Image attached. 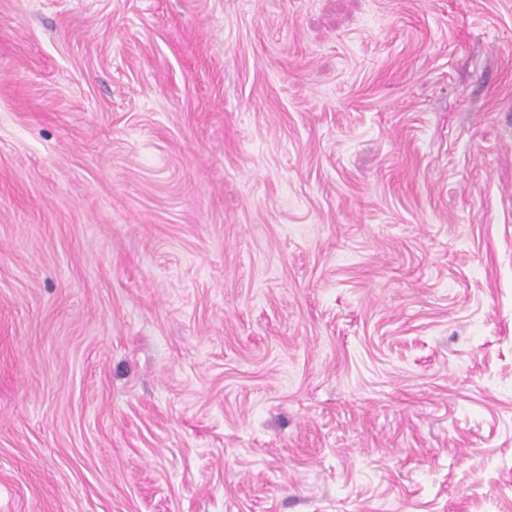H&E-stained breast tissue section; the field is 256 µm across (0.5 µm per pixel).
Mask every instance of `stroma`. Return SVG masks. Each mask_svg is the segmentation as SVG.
I'll return each mask as SVG.
<instances>
[{"mask_svg": "<svg viewBox=\"0 0 512 512\" xmlns=\"http://www.w3.org/2000/svg\"><path fill=\"white\" fill-rule=\"evenodd\" d=\"M0 512H512V0H0Z\"/></svg>", "mask_w": 512, "mask_h": 512, "instance_id": "stroma-1", "label": "stroma"}]
</instances>
